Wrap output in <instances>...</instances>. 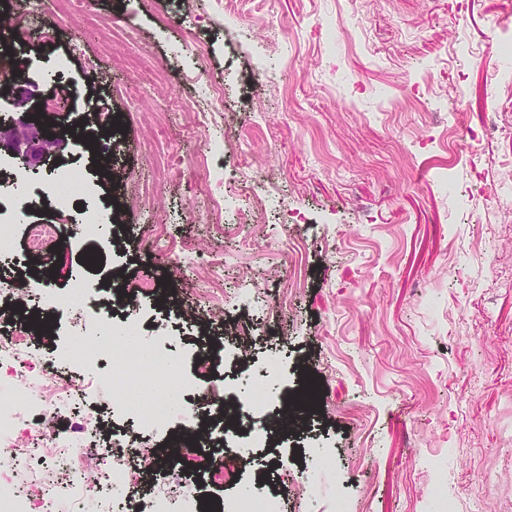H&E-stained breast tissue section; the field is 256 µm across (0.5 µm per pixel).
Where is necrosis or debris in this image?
Instances as JSON below:
<instances>
[{
	"mask_svg": "<svg viewBox=\"0 0 512 512\" xmlns=\"http://www.w3.org/2000/svg\"><path fill=\"white\" fill-rule=\"evenodd\" d=\"M43 0H28L26 8L6 19L16 45L30 37L46 45L59 39L55 26L43 19ZM98 152L94 172L66 164L52 170L39 198L49 200L55 212L69 211L73 202L88 195L91 181H105L112 161V122L108 112L99 115L96 135ZM132 285L116 279L108 296H96L84 280H74L63 295H56L50 282H43L36 304H28L17 289L0 290V312L7 324L0 326V371L23 396L26 407L36 410L30 423H23L16 406L0 404V512H88L105 487L136 488L141 477L158 461L155 452L143 453L138 466H130L132 448L116 441L108 448L96 440L97 419L84 415L71 418V400L85 378L111 384L115 405L122 407L141 429L172 433L175 453L166 459L181 483L200 484L224 465L229 447L263 448L268 442V419L286 429L290 402L279 393L246 402L235 421L224 418L230 392L213 382L218 346L208 343L194 361L195 373L209 376V384L192 402L173 407L170 395L185 392L191 381L179 359L158 345L147 355L127 350L122 354L104 350L100 334L129 337L138 331L134 321L115 323L113 310L131 300ZM78 310L85 319L80 350L64 349L55 358L44 359L32 339L33 330L51 325L67 310ZM112 371L102 374L104 362ZM56 479L46 482L44 470Z\"/></svg>",
	"mask_w": 512,
	"mask_h": 512,
	"instance_id": "obj_1",
	"label": "necrosis or debris"
}]
</instances>
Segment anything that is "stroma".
Returning a JSON list of instances; mask_svg holds the SVG:
<instances>
[{
	"mask_svg": "<svg viewBox=\"0 0 512 512\" xmlns=\"http://www.w3.org/2000/svg\"><path fill=\"white\" fill-rule=\"evenodd\" d=\"M89 2L82 17L46 12L60 39L30 44L23 61L35 96L74 85L78 111L119 117L100 201L127 200L120 242L88 244L90 200L61 215L30 209L10 225L0 289L31 277L26 223L53 220L57 291L78 277L104 286L117 268L132 281L166 276L171 257L149 242L164 218L185 248L223 250V377L255 399L280 371L289 390L318 391L316 417L271 447L229 454L236 479L209 483L210 497L272 494L284 512H333L342 492L351 512H440L441 483L459 512H512V83L493 81L497 65L512 68L497 24L512 0H245L228 28L210 22L211 0ZM131 27L165 73L133 98L134 73L103 54L129 51ZM75 43L81 53L56 72L54 57ZM199 72L224 85L226 111L198 137L187 112L205 91L187 77ZM214 138L221 158L198 167ZM222 165L240 169L221 191L243 207L261 183L273 201L265 223L233 210L210 222L207 171ZM138 299L149 320L138 344L152 350L166 333L192 366L197 328L155 315L150 290ZM78 410L100 417L102 444L165 445L114 408L106 386L87 388ZM359 484L368 497L355 496Z\"/></svg>",
	"mask_w": 512,
	"mask_h": 512,
	"instance_id": "35a3bbf8",
	"label": "stroma"
}]
</instances>
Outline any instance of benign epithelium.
I'll use <instances>...</instances> for the list:
<instances>
[{
  "label": "benign epithelium",
  "instance_id": "1",
  "mask_svg": "<svg viewBox=\"0 0 512 512\" xmlns=\"http://www.w3.org/2000/svg\"><path fill=\"white\" fill-rule=\"evenodd\" d=\"M12 96L17 117L8 125L0 124V152L8 151L20 156L29 167L39 165L48 156L62 154L66 147L65 139L51 135L33 116V93L29 86L15 85Z\"/></svg>",
  "mask_w": 512,
  "mask_h": 512
}]
</instances>
